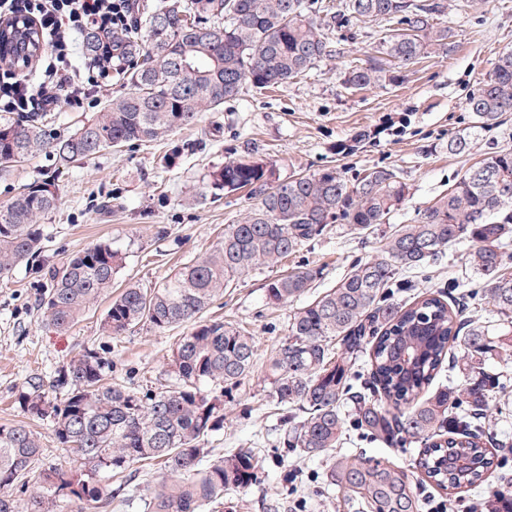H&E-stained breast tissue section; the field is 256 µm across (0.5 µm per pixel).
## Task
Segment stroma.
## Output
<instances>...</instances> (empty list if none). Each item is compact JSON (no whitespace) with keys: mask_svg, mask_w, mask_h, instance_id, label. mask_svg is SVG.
Segmentation results:
<instances>
[{"mask_svg":"<svg viewBox=\"0 0 512 512\" xmlns=\"http://www.w3.org/2000/svg\"><path fill=\"white\" fill-rule=\"evenodd\" d=\"M439 26L450 28L448 53L421 59L397 81L347 90L346 68L364 63L386 27L351 23L330 30L334 55L275 89L243 90L223 111L202 113L197 125L142 145L107 151L56 173L52 157L37 156L0 171V208L26 184L57 177L58 208L41 217L45 250L37 264L48 266L96 243L112 244L125 256L114 290L135 282L151 288L177 266L203 257L254 206L247 192L207 198L208 175L225 163L255 157L286 180L327 168L347 181L374 167L392 169L409 194L390 221L417 223L423 211L446 195L461 175L493 152L512 148V112L482 132L470 150L448 153L450 138L465 133L471 117L468 95L487 78L498 56L512 49V0H445ZM381 233L359 238L342 224L281 264L242 277L207 311L249 332L255 341L253 373L224 394V428L209 437L217 453L255 449L258 479L227 494L228 512H377L375 503L331 479L333 458L386 462L409 478L414 512L425 496L445 491L419 483L420 444L388 446L347 424V441L334 457H306L285 447L288 410L269 396L261 378L286 334L293 304L266 301L265 286L297 267L319 270L311 293L333 287L354 265L379 252ZM35 266L21 265L0 280V423L21 420L15 397L31 382L49 381L79 352L92 349L112 363V379L138 391L174 386L166 362L188 325L158 331L138 325L118 337L102 332L107 308L99 303L79 322L58 332L45 326L39 304L45 281ZM466 270L458 249H444L424 270L401 273L392 298L413 300L436 289L455 290ZM163 479L159 466L133 464L113 478L112 512H151V492Z\"/></svg>","mask_w":512,"mask_h":512,"instance_id":"stroma-1","label":"stroma"}]
</instances>
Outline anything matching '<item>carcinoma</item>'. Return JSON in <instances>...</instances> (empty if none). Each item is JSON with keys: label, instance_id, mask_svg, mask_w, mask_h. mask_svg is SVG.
Listing matches in <instances>:
<instances>
[{"label": "carcinoma", "instance_id": "1", "mask_svg": "<svg viewBox=\"0 0 512 512\" xmlns=\"http://www.w3.org/2000/svg\"><path fill=\"white\" fill-rule=\"evenodd\" d=\"M317 0H160L144 21L112 37L119 70L129 86L66 136L33 117L0 118V166L45 153L65 168L103 152L150 142L218 111L244 86L278 87L332 57L328 31L355 19L390 25L364 63L345 72L347 89L379 86L387 74L407 69L432 53L448 51L450 29L434 15L433 0H340L336 10ZM324 17H319V14ZM42 51L36 28H0V58L27 64ZM469 131L448 140V155L469 151L474 138L512 112V50L466 98ZM214 198L247 188L257 204L202 258L177 268L159 286L132 284L113 297L101 321L120 335L147 323L158 331L183 323L168 372L173 389L134 391L107 382L109 362L94 350L73 357L58 375L16 398L32 421L52 423L61 449L75 454L72 473L51 462L41 438L22 423L0 425V512H18L13 492L27 495L26 512H75L95 504L108 512V481L130 465L154 462L166 478L152 492V512L224 509V494L256 479L259 457L240 448L216 460L206 438L224 429V389L252 373L254 338L219 319H202L224 289L270 267L342 221L348 233L370 235L406 200L408 188L388 168L369 169L354 182L334 169L273 180L261 161L244 157L210 174ZM60 200L58 185L25 186L0 210V279L40 255L37 221ZM468 241L466 268L483 283L485 305L500 323L465 316V307L440 293L411 302L391 301L387 290L399 274L426 267L444 246ZM512 241V149L472 167L448 194L426 208L416 224H398L380 253L356 264L336 286L299 307L272 353L263 383L288 407L284 444L310 457L337 447L345 433L341 408L353 407L355 424L388 445L413 441L423 447L418 467L444 490L481 485L494 465L487 446L499 414V374L494 363L512 362V274L504 246ZM124 262L112 245L89 246L59 265L38 267L49 285L40 306L47 324L73 326L98 300L112 294ZM316 271L299 267L271 280L266 299L282 305L306 294ZM366 357L370 378L356 390L353 360ZM448 364L460 381L434 386ZM66 398L57 402L56 392ZM346 483L366 491L381 512H409L405 474L340 463Z\"/></svg>", "mask_w": 512, "mask_h": 512}]
</instances>
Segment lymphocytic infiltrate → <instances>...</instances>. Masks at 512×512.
Segmentation results:
<instances>
[{
	"mask_svg": "<svg viewBox=\"0 0 512 512\" xmlns=\"http://www.w3.org/2000/svg\"><path fill=\"white\" fill-rule=\"evenodd\" d=\"M135 9L136 0H0V21H30L43 44L35 73L0 71V112L38 116L95 104L117 65L110 37L133 27ZM90 29L99 31L103 41L78 72L72 58L79 36Z\"/></svg>",
	"mask_w": 512,
	"mask_h": 512,
	"instance_id": "obj_1",
	"label": "lymphocytic infiltrate"
}]
</instances>
